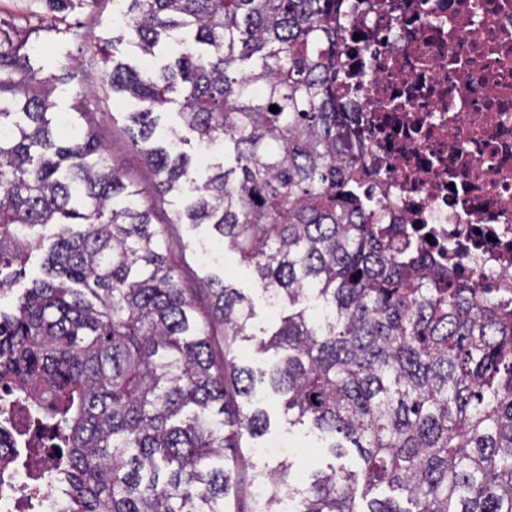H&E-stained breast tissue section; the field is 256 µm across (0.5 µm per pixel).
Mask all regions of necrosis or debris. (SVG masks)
Masks as SVG:
<instances>
[{
	"label": "necrosis or debris",
	"instance_id": "necrosis-or-debris-1",
	"mask_svg": "<svg viewBox=\"0 0 512 512\" xmlns=\"http://www.w3.org/2000/svg\"><path fill=\"white\" fill-rule=\"evenodd\" d=\"M345 2L336 101L372 213L512 308V0ZM0 401L23 466L0 512L23 497L52 512L31 406L1 386Z\"/></svg>",
	"mask_w": 512,
	"mask_h": 512
}]
</instances>
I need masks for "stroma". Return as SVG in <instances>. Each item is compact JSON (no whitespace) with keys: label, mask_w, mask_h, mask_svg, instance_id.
<instances>
[{"label":"stroma","mask_w":512,"mask_h":512,"mask_svg":"<svg viewBox=\"0 0 512 512\" xmlns=\"http://www.w3.org/2000/svg\"><path fill=\"white\" fill-rule=\"evenodd\" d=\"M118 9L117 0H101L95 7L85 5L84 0H75L67 10L65 19L61 20L52 17L41 0H0V28L26 27L31 44L51 46V53L40 61L42 73L46 76L58 73L61 67L74 64L81 57L82 43L79 36L83 33L101 39L104 46L112 47L115 60L136 68L142 67L143 57L131 40H124L117 45L112 42L117 34L115 13ZM103 72L104 66L99 63L91 73L80 71L68 83L54 85L52 98L56 109L61 113L70 112L77 93L99 94L100 100L93 103L92 109L101 122L100 133L108 155L114 162L121 164L128 175L139 181L144 180V165L129 142L128 114L134 110L135 105L129 99L101 96L100 78ZM179 232L181 246L173 252L175 261L190 265L196 278L216 275L223 278L225 285L250 296L254 301L250 332L258 336L272 333L279 318L287 315L288 308L283 305L272 309L266 305L253 268L228 248L212 260H201V248L213 243V237L206 226L183 224ZM254 400L266 410L269 427L263 436H242L238 456L246 464L258 468L276 466L280 461L279 456H266L262 453L263 448L274 443L288 445L292 452L310 455L312 468L323 469L333 463L334 458L324 448L322 440L311 433L308 427L288 424L281 399L264 385H257Z\"/></svg>","instance_id":"obj_1"}]
</instances>
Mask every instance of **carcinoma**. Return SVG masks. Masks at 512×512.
Returning a JSON list of instances; mask_svg holds the SVG:
<instances>
[{
    "label": "carcinoma",
    "mask_w": 512,
    "mask_h": 512,
    "mask_svg": "<svg viewBox=\"0 0 512 512\" xmlns=\"http://www.w3.org/2000/svg\"><path fill=\"white\" fill-rule=\"evenodd\" d=\"M118 2L145 56L184 32L208 47L106 71L139 104L130 144L148 190L110 161L87 96L60 120L29 34L0 29V285L55 227L42 277L0 310V385L54 433V512H224L245 482L268 492L236 512H280L285 494L296 512H512V310L371 221L332 93L337 0ZM176 91L184 129L233 154L190 186L191 157L153 139ZM177 224L210 226L267 299L288 300L273 333L248 332L253 300L222 278L186 287L169 259ZM240 341L272 353L269 368L239 364ZM258 377L333 457L356 449L360 471L331 467L299 490L289 462L248 480L225 468L267 427L237 402ZM382 485L411 507L374 496Z\"/></svg>",
    "instance_id": "carcinoma-1"
}]
</instances>
